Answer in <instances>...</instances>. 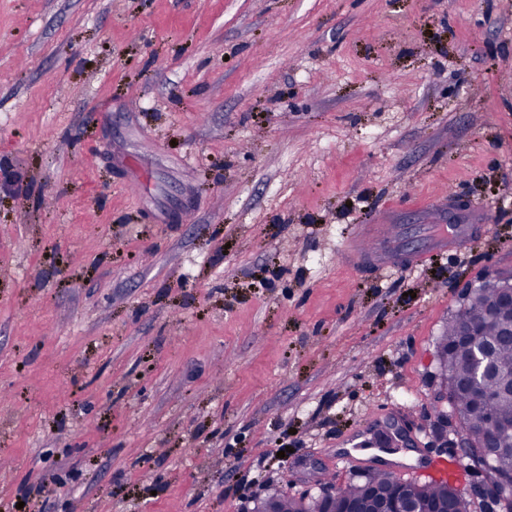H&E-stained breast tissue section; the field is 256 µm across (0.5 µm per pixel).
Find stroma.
<instances>
[{"instance_id":"stroma-1","label":"stroma","mask_w":512,"mask_h":512,"mask_svg":"<svg viewBox=\"0 0 512 512\" xmlns=\"http://www.w3.org/2000/svg\"><path fill=\"white\" fill-rule=\"evenodd\" d=\"M494 274L512 0H0V512H256L391 418L460 456L436 345Z\"/></svg>"}]
</instances>
